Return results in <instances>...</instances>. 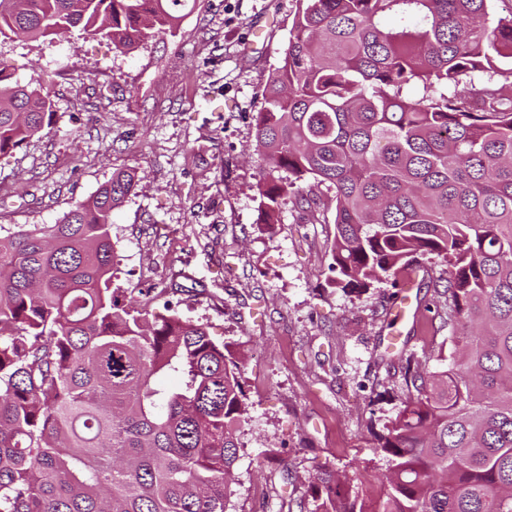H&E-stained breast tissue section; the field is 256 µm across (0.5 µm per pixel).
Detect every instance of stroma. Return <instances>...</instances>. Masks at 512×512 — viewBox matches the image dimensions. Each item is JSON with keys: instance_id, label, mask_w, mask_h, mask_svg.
I'll list each match as a JSON object with an SVG mask.
<instances>
[{"instance_id": "1", "label": "stroma", "mask_w": 512, "mask_h": 512, "mask_svg": "<svg viewBox=\"0 0 512 512\" xmlns=\"http://www.w3.org/2000/svg\"><path fill=\"white\" fill-rule=\"evenodd\" d=\"M297 0H197L173 31L136 50L100 38L0 45V68L52 88L50 125L0 156V230L53 224L119 169L136 186L112 216L122 299L166 301L242 363L250 419L227 512H312L322 471L386 462L377 438L407 396L406 355L441 368L444 303L421 271L363 293L336 288L333 208L286 199L259 222L268 164L253 117L288 42ZM408 295L418 312L400 324Z\"/></svg>"}]
</instances>
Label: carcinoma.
Returning a JSON list of instances; mask_svg holds the SVG:
<instances>
[{
    "label": "carcinoma",
    "instance_id": "obj_1",
    "mask_svg": "<svg viewBox=\"0 0 512 512\" xmlns=\"http://www.w3.org/2000/svg\"><path fill=\"white\" fill-rule=\"evenodd\" d=\"M190 0H0V44L101 36L131 49ZM493 0H299L254 116L285 196L332 192L329 271L365 291L432 256L448 364L406 358L408 397L368 467L317 476L316 512H512V7ZM48 84L0 69V155L50 123ZM283 171L287 176L278 175ZM117 171L55 224L0 235V512H226L240 365L205 327L112 288ZM179 378L173 387L164 384Z\"/></svg>",
    "mask_w": 512,
    "mask_h": 512
}]
</instances>
